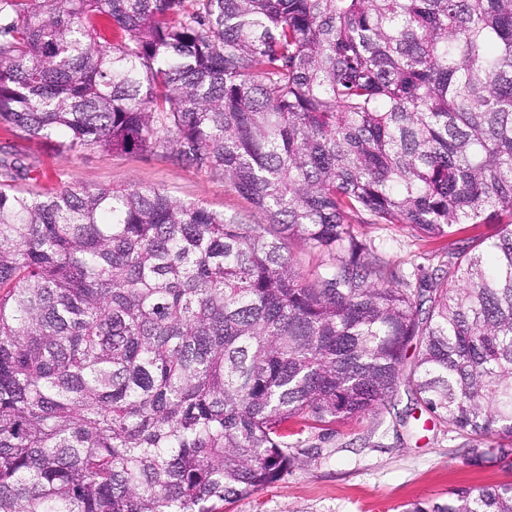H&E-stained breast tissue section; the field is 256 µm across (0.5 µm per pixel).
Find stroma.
<instances>
[{
    "label": "stroma",
    "mask_w": 512,
    "mask_h": 512,
    "mask_svg": "<svg viewBox=\"0 0 512 512\" xmlns=\"http://www.w3.org/2000/svg\"><path fill=\"white\" fill-rule=\"evenodd\" d=\"M21 153L30 178L41 189L76 183L159 188L183 201L261 224V212L223 175L196 170L159 154H121L88 149L60 151L27 141L0 125V157ZM360 237L374 245L373 259L411 269L446 263L444 240L413 236L397 224H360ZM407 392L394 409L344 424H289L298 460L278 481L226 505L224 512H402L413 501L447 502L451 488L512 483V457L478 468L468 464L466 439L445 423L416 427L406 411Z\"/></svg>",
    "instance_id": "obj_1"
}]
</instances>
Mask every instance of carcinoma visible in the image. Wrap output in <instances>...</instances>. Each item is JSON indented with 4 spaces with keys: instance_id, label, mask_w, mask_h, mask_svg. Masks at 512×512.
<instances>
[{
    "instance_id": "carcinoma-1",
    "label": "carcinoma",
    "mask_w": 512,
    "mask_h": 512,
    "mask_svg": "<svg viewBox=\"0 0 512 512\" xmlns=\"http://www.w3.org/2000/svg\"><path fill=\"white\" fill-rule=\"evenodd\" d=\"M0 124L165 151L265 217L23 191L0 158V512H224L294 464L288 423L402 385L471 465L512 451V221L434 278L355 229L512 217V0H0ZM405 512H512V484Z\"/></svg>"
}]
</instances>
